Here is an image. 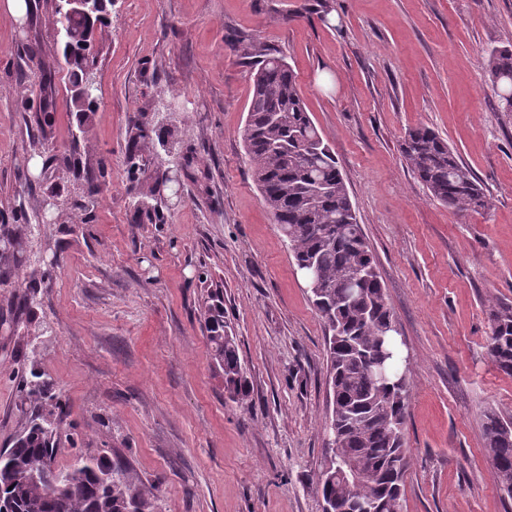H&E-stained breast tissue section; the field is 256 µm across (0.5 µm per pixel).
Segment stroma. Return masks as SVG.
Returning <instances> with one entry per match:
<instances>
[{"mask_svg": "<svg viewBox=\"0 0 512 512\" xmlns=\"http://www.w3.org/2000/svg\"><path fill=\"white\" fill-rule=\"evenodd\" d=\"M320 1L112 0L83 117L55 0L0 12V222L39 225L47 243L21 269L37 306L0 325V449L34 407L32 366L58 406L56 468L121 457L158 512H321L324 327L241 139L260 44L295 70L342 166L410 360L403 512H507L479 414L512 415V376L487 353L489 308L512 303V115L486 73L489 49L512 42V0H324L326 17ZM421 123L488 208L456 213L414 178L399 144ZM170 176L179 195L163 188L152 217L138 212V192ZM216 289L244 401L206 342Z\"/></svg>", "mask_w": 512, "mask_h": 512, "instance_id": "stroma-1", "label": "stroma"}]
</instances>
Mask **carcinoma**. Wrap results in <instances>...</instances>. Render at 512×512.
<instances>
[{
    "label": "carcinoma",
    "instance_id": "1",
    "mask_svg": "<svg viewBox=\"0 0 512 512\" xmlns=\"http://www.w3.org/2000/svg\"><path fill=\"white\" fill-rule=\"evenodd\" d=\"M56 24L87 34L78 47L76 69L86 87L78 112L94 111L92 56L94 25L102 18ZM486 70L497 90L498 107L512 113V44L487 52ZM251 174L264 205L287 242L309 299L323 321L327 353L326 441L344 448L366 473L343 487L329 476L336 457L324 455L317 476L322 499L339 497L342 507L374 505V512H403L408 460L404 442L410 370L401 357L397 320L390 307L371 247L352 204L345 177L323 135L306 110L294 70L268 48H257L253 89L243 129ZM400 152L429 195L454 212L485 209L488 199L475 174L438 132L426 125L409 129ZM24 263L16 249L0 252V286ZM365 278L350 280L353 269ZM206 339L213 361L224 372V388L246 396L247 381L237 370L236 341H227L224 309H204ZM390 345L388 381H375L371 357L380 341ZM487 352L496 368L512 375V304L492 305ZM35 402L51 400L50 385L30 370L23 377ZM484 449L495 484L512 483V417L490 408L482 413ZM53 440L33 421L0 460V501L11 512H157V497L120 458L91 457L62 472L60 488L27 480L55 454Z\"/></svg>",
    "mask_w": 512,
    "mask_h": 512
}]
</instances>
